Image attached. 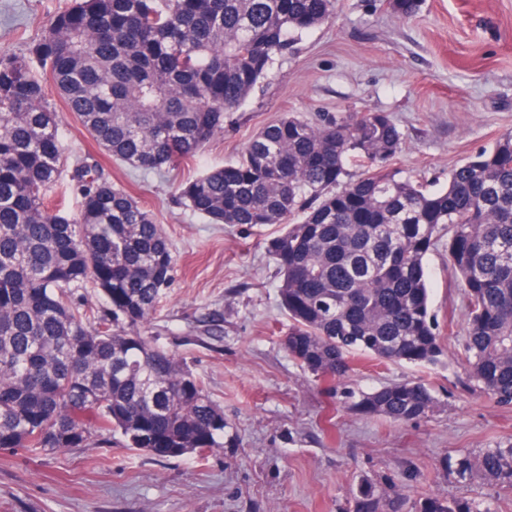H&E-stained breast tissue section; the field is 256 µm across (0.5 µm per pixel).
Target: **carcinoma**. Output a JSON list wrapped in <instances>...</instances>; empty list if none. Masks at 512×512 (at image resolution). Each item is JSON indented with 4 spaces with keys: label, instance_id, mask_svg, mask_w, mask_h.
Listing matches in <instances>:
<instances>
[{
    "label": "carcinoma",
    "instance_id": "carcinoma-1",
    "mask_svg": "<svg viewBox=\"0 0 512 512\" xmlns=\"http://www.w3.org/2000/svg\"><path fill=\"white\" fill-rule=\"evenodd\" d=\"M403 17L421 0H391ZM336 0H74L25 52L0 56V448L52 453L117 434L155 458L224 447V411L183 359L145 335L175 257L162 227L84 160L70 216L45 202L60 173L59 98L108 156L159 172L188 160L270 72L293 35L327 23ZM404 134L384 112L314 126L290 114L242 158L188 182L181 198L210 224H282L266 251L290 321L284 347L334 382L355 355L440 361L425 259L448 237L466 304L453 362L512 405V132L437 186L389 167ZM357 167L359 171L352 172ZM107 308L87 322L76 294ZM412 380L351 396L359 415L429 416ZM458 484L512 489V442L442 460ZM353 512H496L490 493L408 501L359 484Z\"/></svg>",
    "mask_w": 512,
    "mask_h": 512
}]
</instances>
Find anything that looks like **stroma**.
<instances>
[{
	"label": "stroma",
	"instance_id": "obj_1",
	"mask_svg": "<svg viewBox=\"0 0 512 512\" xmlns=\"http://www.w3.org/2000/svg\"><path fill=\"white\" fill-rule=\"evenodd\" d=\"M70 2L0 0V55L41 39ZM292 112L314 124L386 113L405 137L396 166L445 183L512 130V0H423L409 19L389 0H338L328 23L276 58L222 133L159 173L108 157L58 107L68 166L48 195L77 213L71 166L91 157L163 226L176 274L145 333L184 357L223 408L224 446L160 461L116 441L38 456L0 449V512H352L363 479L395 480L413 499L485 492L482 481L449 479L441 461L512 440V408L466 384L459 367L366 355L325 390L283 345L289 320L265 249L279 225L210 224L179 203L188 181L239 160L255 132ZM426 267L442 345L453 355L465 342V303L445 245ZM405 379L433 389L429 417L398 424L350 409L349 393Z\"/></svg>",
	"mask_w": 512,
	"mask_h": 512
}]
</instances>
